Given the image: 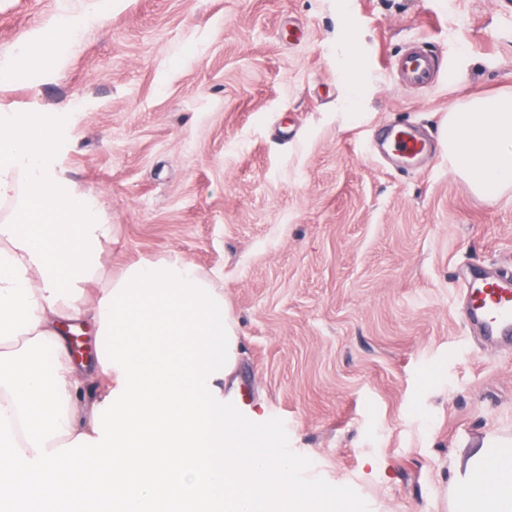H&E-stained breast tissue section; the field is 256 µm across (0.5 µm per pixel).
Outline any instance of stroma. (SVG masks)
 <instances>
[{
    "mask_svg": "<svg viewBox=\"0 0 512 512\" xmlns=\"http://www.w3.org/2000/svg\"><path fill=\"white\" fill-rule=\"evenodd\" d=\"M70 25L46 71L26 42ZM444 77L396 81L410 43ZM0 109L65 117L56 157L114 237L102 280L180 254L224 290L255 406L313 512H453L475 448L512 447V348L466 323V278L512 273V188L444 148L371 157L400 124L512 90V0H0Z\"/></svg>",
    "mask_w": 512,
    "mask_h": 512,
    "instance_id": "35a3bbf8",
    "label": "stroma"
}]
</instances>
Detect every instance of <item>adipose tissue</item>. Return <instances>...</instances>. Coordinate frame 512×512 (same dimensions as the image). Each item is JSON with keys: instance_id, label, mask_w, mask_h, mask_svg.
Here are the masks:
<instances>
[{"instance_id": "obj_1", "label": "adipose tissue", "mask_w": 512, "mask_h": 512, "mask_svg": "<svg viewBox=\"0 0 512 512\" xmlns=\"http://www.w3.org/2000/svg\"><path fill=\"white\" fill-rule=\"evenodd\" d=\"M56 123L0 113V488L43 512H300L295 464L229 436L239 337L223 289L176 254L88 290L112 227L57 168ZM442 143L477 194L511 186L512 93L450 109ZM70 320L101 342L112 385L94 399ZM464 470L456 512H512V449H476Z\"/></svg>"}]
</instances>
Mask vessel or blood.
<instances>
[{
  "mask_svg": "<svg viewBox=\"0 0 512 512\" xmlns=\"http://www.w3.org/2000/svg\"><path fill=\"white\" fill-rule=\"evenodd\" d=\"M393 68L401 71L407 82L413 85H428L434 80L436 70L432 55L419 52L393 60ZM387 152L411 161L424 154L427 142L412 128L392 127L378 140ZM467 322L486 340L512 341V278L476 279L469 282ZM225 414L235 436H245L254 442L264 439V427L258 424L255 409L247 403L229 400Z\"/></svg>",
  "mask_w": 512,
  "mask_h": 512,
  "instance_id": "vessel-or-blood-1",
  "label": "vessel or blood"
}]
</instances>
